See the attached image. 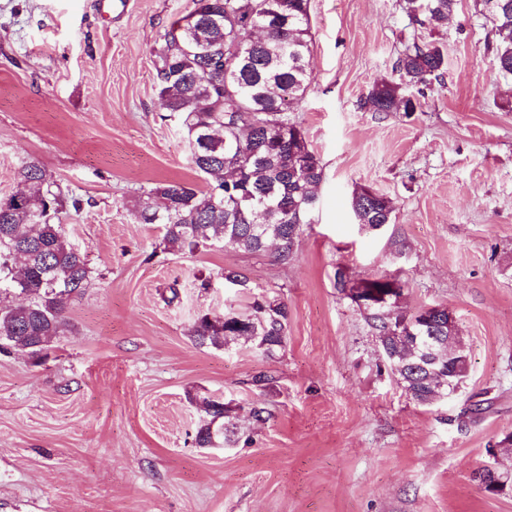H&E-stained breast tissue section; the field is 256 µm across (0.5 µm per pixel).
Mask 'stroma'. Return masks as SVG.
Wrapping results in <instances>:
<instances>
[{
	"mask_svg": "<svg viewBox=\"0 0 512 512\" xmlns=\"http://www.w3.org/2000/svg\"><path fill=\"white\" fill-rule=\"evenodd\" d=\"M191 8L130 0L106 19L96 0H0V196L38 162L82 199L62 222L92 268L41 361L0 354V512H512V490L473 478L512 436V80L479 0L433 28L400 0H310L314 80L288 118L325 176L285 264L221 243L169 251L162 225L132 215L144 191L207 181L153 82L154 48ZM431 39L446 67L421 111L363 108ZM362 187L391 202L381 229L353 216ZM228 270L247 291L225 287ZM340 271L398 277L406 312L452 311L469 344L455 396L405 393ZM255 294L288 306L275 356L197 342L198 317ZM206 397L228 404L233 444L196 445Z\"/></svg>",
	"mask_w": 512,
	"mask_h": 512,
	"instance_id": "obj_1",
	"label": "stroma"
}]
</instances>
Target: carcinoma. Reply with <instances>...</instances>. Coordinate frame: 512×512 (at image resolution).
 I'll return each mask as SVG.
<instances>
[{"label":"carcinoma","instance_id":"obj_1","mask_svg":"<svg viewBox=\"0 0 512 512\" xmlns=\"http://www.w3.org/2000/svg\"><path fill=\"white\" fill-rule=\"evenodd\" d=\"M496 36L493 52L498 75L512 78V0H480ZM187 15L165 30L154 50V86L161 107L175 117L196 169L214 180L204 188L173 183L144 193L134 208L140 224H161L166 247L193 252L201 246L229 243L251 253L277 245V259L293 255L299 232L313 209L323 167L302 129L288 122V110L301 102L313 81L309 0H192ZM456 0H404L411 22L425 27L448 20ZM237 58L232 69L224 60ZM445 55L435 41L414 42L398 56L400 82L382 80L366 97L375 112H418L420 100L408 87L437 79ZM24 186L22 203L0 196V353L43 357L49 342L64 334L70 301L85 288L91 268L87 257L68 241L60 214L80 199L53 190L55 181L37 163L16 170ZM351 207L360 224H383L390 201L369 200L354 192ZM381 348L400 338L389 334L404 323L432 342L434 368L448 367V318L432 325L413 321L399 307L372 309ZM288 307L255 296L250 311H230L224 319L203 316L195 322L199 343L221 347L244 338L267 355L284 344ZM420 352L394 360L413 400H437L438 383L419 367ZM208 416L195 442L212 447L224 437V402L205 398Z\"/></svg>","mask_w":512,"mask_h":512}]
</instances>
